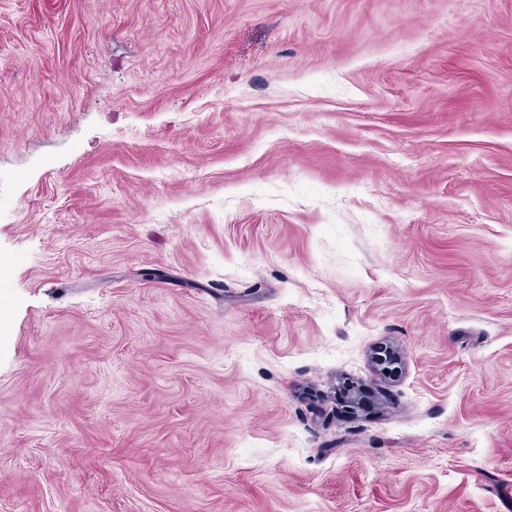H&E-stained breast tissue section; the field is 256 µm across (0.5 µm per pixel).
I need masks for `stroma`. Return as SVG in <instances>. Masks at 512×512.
Here are the masks:
<instances>
[{"label":"stroma","instance_id":"35a3bbf8","mask_svg":"<svg viewBox=\"0 0 512 512\" xmlns=\"http://www.w3.org/2000/svg\"><path fill=\"white\" fill-rule=\"evenodd\" d=\"M507 493L512 0H0V512Z\"/></svg>","mask_w":512,"mask_h":512}]
</instances>
